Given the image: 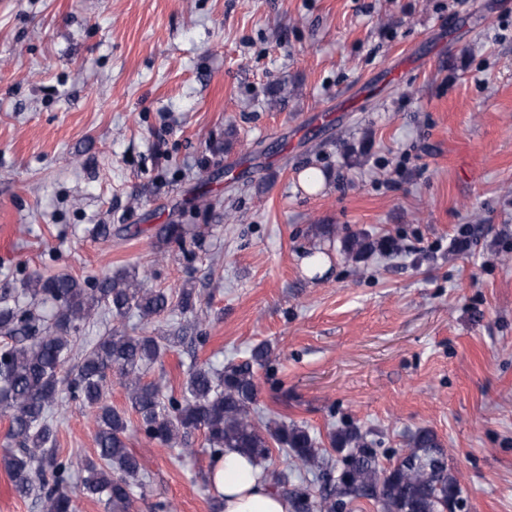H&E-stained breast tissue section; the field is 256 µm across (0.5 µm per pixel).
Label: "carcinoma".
<instances>
[{"instance_id": "carcinoma-1", "label": "carcinoma", "mask_w": 512, "mask_h": 512, "mask_svg": "<svg viewBox=\"0 0 512 512\" xmlns=\"http://www.w3.org/2000/svg\"><path fill=\"white\" fill-rule=\"evenodd\" d=\"M156 237L181 245L186 230L181 224H161ZM150 276L149 268L140 275L120 272L84 283L69 275H38L23 288L30 298L27 305L0 295V335L7 338L0 345V412L9 415V437L18 445L0 455V465L18 496L34 498L41 512H74L68 488L78 471L87 495L106 497L112 512H130L132 480L142 464L127 448L125 414L105 401L109 374L116 369L149 440L173 448L183 435L200 430L214 459L231 449L263 467L275 446L292 457L296 471L318 472L324 479L319 500L296 487L289 491L293 512H342L355 498L377 502L383 512H445L448 502L458 499L457 479L448 472L442 446L430 429L413 434L408 452L389 469L359 429L336 431L331 445L347 458L333 479L335 464L306 428L256 421L251 414L257 393L254 367L269 363L265 344L255 347L250 359L222 370L207 363L191 366L181 396L166 400L158 386L142 382V374L182 343L181 336H132L115 325L82 350L73 369L65 370L77 333L102 307L117 319L135 310L148 320L172 305L183 314L194 312L193 289H181L174 302L166 292L144 287ZM64 395L94 414V459L75 460L54 448L53 407Z\"/></svg>"}]
</instances>
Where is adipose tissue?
Listing matches in <instances>:
<instances>
[{
    "instance_id": "ef3b65f1",
    "label": "adipose tissue",
    "mask_w": 512,
    "mask_h": 512,
    "mask_svg": "<svg viewBox=\"0 0 512 512\" xmlns=\"http://www.w3.org/2000/svg\"><path fill=\"white\" fill-rule=\"evenodd\" d=\"M221 512H288V500L274 491L266 471L238 452L225 451L209 472Z\"/></svg>"
}]
</instances>
